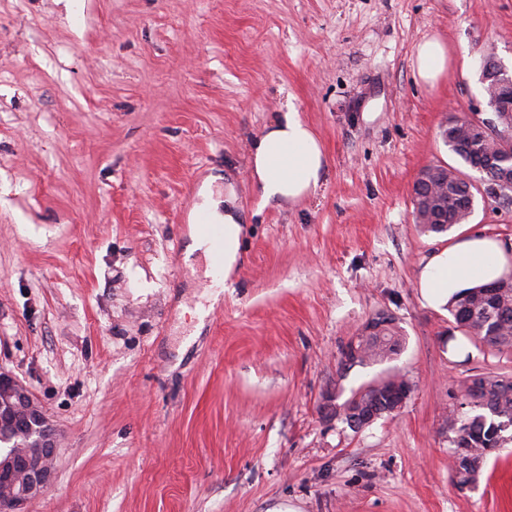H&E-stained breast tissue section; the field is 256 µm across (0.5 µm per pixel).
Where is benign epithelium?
Returning a JSON list of instances; mask_svg holds the SVG:
<instances>
[{
	"label": "benign epithelium",
	"mask_w": 512,
	"mask_h": 512,
	"mask_svg": "<svg viewBox=\"0 0 512 512\" xmlns=\"http://www.w3.org/2000/svg\"><path fill=\"white\" fill-rule=\"evenodd\" d=\"M483 81L490 84L487 107L491 116L467 115V124L481 135L495 139L501 151L512 154V73L501 63L485 59L481 63ZM426 187L421 203L424 224H444L448 217V178L435 168H423L415 181ZM485 200L504 206L512 201V175L492 182H472ZM404 377L390 380L387 388L388 412L397 413L412 393ZM352 427L362 430L382 411L358 403ZM58 431L30 388L15 374L0 369V512H24V507L43 494L55 473Z\"/></svg>",
	"instance_id": "benign-epithelium-1"
}]
</instances>
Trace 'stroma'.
Instances as JSON below:
<instances>
[{
    "label": "stroma",
    "mask_w": 512,
    "mask_h": 512,
    "mask_svg": "<svg viewBox=\"0 0 512 512\" xmlns=\"http://www.w3.org/2000/svg\"><path fill=\"white\" fill-rule=\"evenodd\" d=\"M429 37L450 56L432 86ZM489 56L512 70V0H0V368L61 434L27 512H512V440L462 486L448 425L465 381L512 377V348L417 288L456 236L512 250V207L477 200L443 234L413 214L421 169L460 164L441 125L487 110ZM290 103L326 171L264 206L251 146ZM217 175L244 237L213 300L185 250ZM378 313L400 355L344 368ZM389 373L413 386L395 416L356 433L323 413ZM413 66L421 82L433 83L448 70V48L434 37L422 40L417 46Z\"/></svg>",
    "instance_id": "35a3bbf8"
}]
</instances>
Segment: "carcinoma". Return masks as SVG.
<instances>
[{
  "mask_svg": "<svg viewBox=\"0 0 512 512\" xmlns=\"http://www.w3.org/2000/svg\"><path fill=\"white\" fill-rule=\"evenodd\" d=\"M466 116H456L448 122V136L443 138L448 150L466 166L475 168L476 158L485 154L484 142L477 137H467ZM472 201L464 194L448 197V223L421 224L423 232L441 233L469 220L467 210ZM495 292L488 294L490 286L471 288L456 295L448 303V313L453 322L464 330V335L479 339L492 347L512 346V282L494 283ZM405 343L402 328L396 319L388 315L380 334L358 341L360 354L356 364L370 365L383 363L400 354ZM482 393L479 400L471 401L481 413L465 420L461 427L469 428L472 448L467 454L487 457L486 448L498 442L497 433L504 432L502 425L512 427V379L501 376L477 375ZM455 476L461 485L476 483L468 464L460 457H454Z\"/></svg>",
  "mask_w": 512,
  "mask_h": 512,
  "instance_id": "cac0c4a2",
  "label": "carcinoma"
}]
</instances>
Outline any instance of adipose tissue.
Masks as SVG:
<instances>
[{"mask_svg": "<svg viewBox=\"0 0 512 512\" xmlns=\"http://www.w3.org/2000/svg\"><path fill=\"white\" fill-rule=\"evenodd\" d=\"M413 66L421 82L436 81L448 68L447 47L434 37L422 40ZM325 167L326 155L320 139L292 105L264 128L250 152L254 185L265 205L296 203L312 196ZM199 196L197 227L190 233L187 252L208 253L207 239L199 230L201 224L223 225L224 271L232 273L243 236L235 188L228 183L218 191L208 181ZM511 276L512 254L497 239L475 232L433 252L418 273L417 286L425 305L443 311L458 292Z\"/></svg>", "mask_w": 512, "mask_h": 512, "instance_id": "ef3b65f1", "label": "adipose tissue"}]
</instances>
